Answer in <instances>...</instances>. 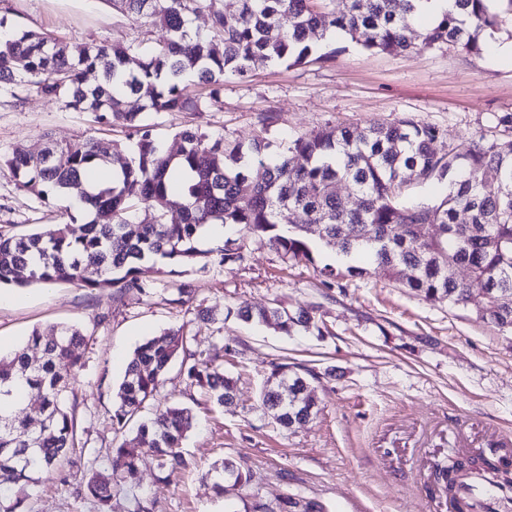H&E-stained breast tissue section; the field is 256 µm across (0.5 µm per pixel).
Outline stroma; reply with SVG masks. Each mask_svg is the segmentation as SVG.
Wrapping results in <instances>:
<instances>
[{"mask_svg":"<svg viewBox=\"0 0 512 512\" xmlns=\"http://www.w3.org/2000/svg\"><path fill=\"white\" fill-rule=\"evenodd\" d=\"M9 24L51 32L70 44H113L135 29L112 10L110 0H5ZM512 19L487 40L481 55L451 48L371 53L344 36L327 41L329 58L286 66L267 64L248 79L224 80L221 106L193 114H148L165 151L176 152L177 134L201 127L229 140L247 141L260 131L287 143L325 125L365 128L412 118L443 131L446 143L508 140L496 118L512 113ZM65 144L88 138L102 146L124 139L120 126L97 123L34 95L0 97V151L34 152L45 137ZM60 206L39 204L0 172V232H53ZM239 263L214 264L203 273L169 276L150 295L118 297L74 283L29 286V302L0 307V352L25 344L33 328L80 327L91 341L72 387L82 428V454L109 463L112 389L135 348L165 329L185 326L193 346L235 347L224 370L237 386V406L219 412L200 405L172 362L161 392L143 409L153 419L173 404L193 405L195 427L182 445L191 467L170 484L142 466L112 499V512H132V496L149 493L153 512H225L266 504L276 512L289 494L320 500L326 512H449L433 479L435 464L462 455L512 454V334L477 318L482 299L464 306L431 304L379 271L325 284L320 266L335 263L334 250L317 246L314 264L284 263L277 253L248 244ZM195 292L187 306L175 303L180 283ZM312 307L327 329L285 335L250 326L233 316L239 303ZM206 308L214 319H193ZM319 373L311 387L319 412L285 431L257 406L272 360ZM230 458L252 475L240 494L215 495L206 474ZM83 473L65 463L30 490L27 512H97L80 494Z\"/></svg>","mask_w":512,"mask_h":512,"instance_id":"35a3bbf8","label":"stroma"}]
</instances>
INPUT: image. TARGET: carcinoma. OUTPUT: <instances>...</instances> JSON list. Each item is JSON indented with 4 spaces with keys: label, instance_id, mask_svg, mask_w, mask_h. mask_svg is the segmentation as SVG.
Segmentation results:
<instances>
[{
    "label": "carcinoma",
    "instance_id": "obj_1",
    "mask_svg": "<svg viewBox=\"0 0 512 512\" xmlns=\"http://www.w3.org/2000/svg\"><path fill=\"white\" fill-rule=\"evenodd\" d=\"M416 2L347 0L338 11L334 0H232L229 17L218 0H112V8L136 26L125 43L69 47L51 33L16 30L14 38L0 41V96L24 89L118 124L127 136L112 144L110 158L92 139L65 146L49 139L37 154L0 155V170L40 204L69 203L67 220L48 236L0 232V286L71 282L148 296L175 273L173 265L204 271L210 263L243 261L248 239L292 265L313 262L318 242L339 256L363 254L391 277L409 271L400 283L430 303L465 306L477 292L483 299L477 318L512 331V140L451 146L436 127L405 118L361 130L326 126L286 145L261 136L245 146L184 129L173 154L145 120L148 113L213 108L222 102L225 77L243 79L269 63H301L316 51V35L340 31L376 52L451 46L478 56L482 38L512 15V0H452V10L418 34L411 28ZM90 71L101 73L94 86L85 82ZM129 97L141 101L138 109L125 108ZM108 160L119 166V177L87 186ZM434 181L447 182L443 196L410 200L409 186ZM340 187L358 198L357 207H348ZM295 210L308 224L288 223ZM462 213L468 221H459ZM206 224H222L237 237L203 247L199 232ZM321 274L355 277L366 269L326 266ZM235 315L285 335L300 328L323 335L305 307L241 305ZM90 340L74 325L55 324L33 329L26 347L0 354V401L33 389L45 416L33 431L19 412L0 408V512H26L30 485L55 472L78 445V423L68 407L70 375L84 367L81 348ZM30 347L42 351L41 359L31 360ZM230 352L227 345L188 349L181 326L133 351L112 393V431L122 441L111 448L107 470L95 458L84 463V492L97 512H112L114 491L149 459L161 484L188 468L181 445L194 427L190 408L174 405L158 419L136 418L159 396L180 353L181 372L205 389L209 402L236 406V381L224 373ZM311 378L310 370L272 361L258 407L273 412L283 430L310 421L319 412ZM482 461L483 471L509 484L498 472L511 461ZM210 477L220 496L251 481L249 470L231 459L214 464ZM280 512L324 507L289 494Z\"/></svg>",
    "mask_w": 512,
    "mask_h": 512
}]
</instances>
